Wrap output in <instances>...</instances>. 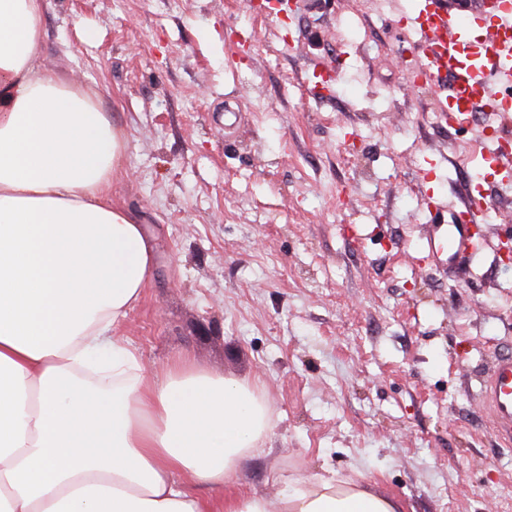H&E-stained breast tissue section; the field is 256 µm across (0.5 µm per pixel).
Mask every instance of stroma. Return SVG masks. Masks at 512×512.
I'll return each instance as SVG.
<instances>
[{
	"instance_id": "1",
	"label": "stroma",
	"mask_w": 512,
	"mask_h": 512,
	"mask_svg": "<svg viewBox=\"0 0 512 512\" xmlns=\"http://www.w3.org/2000/svg\"><path fill=\"white\" fill-rule=\"evenodd\" d=\"M425 0H47L45 68L127 136L112 201L154 235L118 334L257 384L274 429L225 495L278 504L330 473L407 512H512V447L481 398L512 354V193L414 77ZM492 206L461 273L429 206Z\"/></svg>"
}]
</instances>
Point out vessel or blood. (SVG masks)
Returning <instances> with one entry per match:
<instances>
[{"mask_svg":"<svg viewBox=\"0 0 512 512\" xmlns=\"http://www.w3.org/2000/svg\"><path fill=\"white\" fill-rule=\"evenodd\" d=\"M417 21L427 36L419 50L422 73L450 82L437 112L457 126L473 125L480 114L499 118L512 112V0H499L494 20L472 40L464 34L461 18L443 7L422 9ZM483 145L492 175L499 177L503 192L512 191V153L490 139ZM489 207L484 194L469 191L449 205L447 223L435 225V234L448 240L449 268L473 261L475 227ZM481 394L501 439L512 446V355L496 358Z\"/></svg>","mask_w":512,"mask_h":512,"instance_id":"obj_1","label":"vessel or blood"}]
</instances>
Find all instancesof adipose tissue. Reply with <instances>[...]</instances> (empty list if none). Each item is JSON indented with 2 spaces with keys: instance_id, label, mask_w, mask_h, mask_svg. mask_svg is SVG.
I'll use <instances>...</instances> for the list:
<instances>
[{
  "instance_id": "1",
  "label": "adipose tissue",
  "mask_w": 512,
  "mask_h": 512,
  "mask_svg": "<svg viewBox=\"0 0 512 512\" xmlns=\"http://www.w3.org/2000/svg\"><path fill=\"white\" fill-rule=\"evenodd\" d=\"M45 0H0V512H269L213 491L273 430L248 382L186 356L146 373L117 330L154 247L112 203L125 131L40 63ZM336 478L279 512H403Z\"/></svg>"
}]
</instances>
